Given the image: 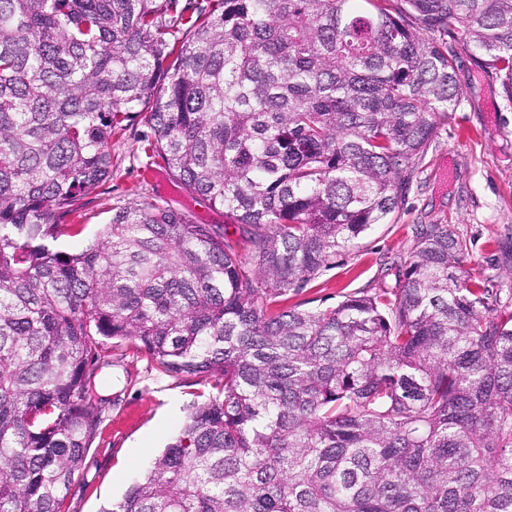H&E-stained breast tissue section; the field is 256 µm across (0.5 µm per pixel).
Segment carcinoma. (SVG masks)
Listing matches in <instances>:
<instances>
[{"mask_svg": "<svg viewBox=\"0 0 512 512\" xmlns=\"http://www.w3.org/2000/svg\"><path fill=\"white\" fill-rule=\"evenodd\" d=\"M460 48L512 100V0H0V512H61L112 340L218 392L101 512H512V291L453 225L282 305L399 207ZM141 115L238 238L146 202L59 248Z\"/></svg>", "mask_w": 512, "mask_h": 512, "instance_id": "cac0c4a2", "label": "carcinoma"}]
</instances>
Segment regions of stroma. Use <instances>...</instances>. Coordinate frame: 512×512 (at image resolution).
<instances>
[{
    "label": "stroma",
    "instance_id": "35a3bbf8",
    "mask_svg": "<svg viewBox=\"0 0 512 512\" xmlns=\"http://www.w3.org/2000/svg\"><path fill=\"white\" fill-rule=\"evenodd\" d=\"M456 78L457 109L407 170L408 189L399 208L356 247L338 255L303 292L289 296V305H333L354 290L393 286V270L410 249L418 224L454 225L468 245L474 276L492 288H512V100L500 79L481 73L468 52L458 54ZM152 142L142 119L113 136L112 174L80 202L84 231L61 237L60 247H84L108 223L113 207L130 203L163 199L194 212L199 221L225 224L223 212L206 200L188 198L171 182ZM225 226L227 232L236 230ZM102 376L112 402L64 512H101L121 500L152 457L178 434L199 395L215 391L214 380L198 382L151 369L131 340L113 347Z\"/></svg>",
    "mask_w": 512,
    "mask_h": 512
}]
</instances>
